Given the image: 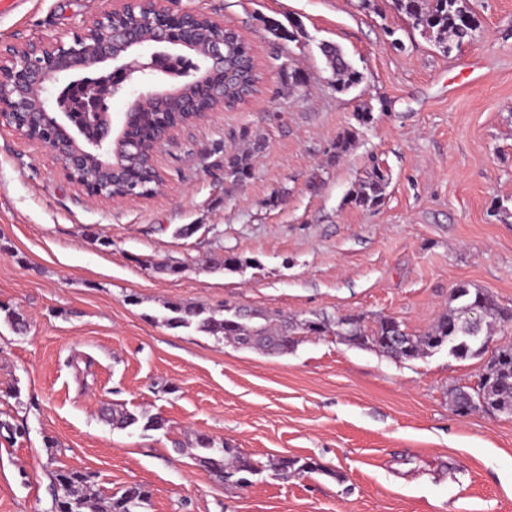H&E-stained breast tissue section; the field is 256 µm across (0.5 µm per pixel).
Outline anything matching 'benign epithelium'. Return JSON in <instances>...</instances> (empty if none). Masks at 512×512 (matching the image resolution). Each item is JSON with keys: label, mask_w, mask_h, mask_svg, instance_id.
Instances as JSON below:
<instances>
[{"label": "benign epithelium", "mask_w": 512, "mask_h": 512, "mask_svg": "<svg viewBox=\"0 0 512 512\" xmlns=\"http://www.w3.org/2000/svg\"><path fill=\"white\" fill-rule=\"evenodd\" d=\"M208 22L224 31V21L177 6L175 0H113L112 8L95 15L72 40L0 44V128L45 149L54 164L94 202L129 199L102 181L98 172L132 181L133 165L112 163V146L135 143V126L155 112L164 111L173 90L154 86V77L169 54L154 47L170 45L178 51L194 49L198 26ZM110 64L112 72L103 89L90 73ZM209 79L199 90L224 109V87L238 84L240 75L224 66V39L209 42L204 50ZM127 97L119 126H112L106 100ZM155 128L151 156H156L179 127L162 119Z\"/></svg>", "instance_id": "7a95c632"}]
</instances>
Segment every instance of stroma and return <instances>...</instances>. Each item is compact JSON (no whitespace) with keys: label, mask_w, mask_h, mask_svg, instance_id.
<instances>
[{"label":"stroma","mask_w":512,"mask_h":512,"mask_svg":"<svg viewBox=\"0 0 512 512\" xmlns=\"http://www.w3.org/2000/svg\"><path fill=\"white\" fill-rule=\"evenodd\" d=\"M468 2L479 26L445 56L392 0H178L238 29L263 80L163 146L164 184L147 200L92 203L46 151L0 129V304L28 322L19 334L0 315V512H53L58 469L92 473L105 498L145 486L142 512H512V419L456 413L449 395L512 346V322L481 354L414 360L298 328L292 350L269 354L167 322L171 303L229 304L368 329L392 318L418 335L461 284L512 309V0ZM109 5L15 0L0 42L70 39ZM267 18L295 22L294 39ZM323 43L361 73L348 92ZM216 142L261 144L249 179L213 168ZM375 164L384 202L353 207ZM113 407L164 425L112 428L101 411ZM202 435L261 473L216 478L195 459ZM281 457L320 469L285 478Z\"/></svg>","instance_id":"1"}]
</instances>
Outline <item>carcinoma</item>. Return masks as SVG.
Instances as JSON below:
<instances>
[{
  "mask_svg": "<svg viewBox=\"0 0 512 512\" xmlns=\"http://www.w3.org/2000/svg\"><path fill=\"white\" fill-rule=\"evenodd\" d=\"M395 10L406 17L413 29L422 35H428L443 54H448L453 47L462 45L472 38L474 28L465 21L470 13L467 0H393ZM245 39L233 31L225 35L226 55L238 57L245 52ZM327 65L334 77V87L344 92L358 85L362 80L340 48L331 44L320 47ZM357 126H363L371 120V111L364 109L354 113ZM357 126L346 129L336 137L332 145V158L338 160L346 154L357 135ZM148 150L145 147L139 174L143 186L134 190L139 197L148 196L155 189L156 170L149 163ZM256 149L238 153L224 152V146L216 143L210 155L218 156L213 166L222 169L224 178L239 181L251 176L254 167ZM388 177L378 165L372 167L367 176L361 180L349 198V203L363 209L380 206L386 196ZM458 305L446 310L437 321L423 334L412 335L392 318H383L377 326L369 331L361 325L359 318H344L336 321V335L357 346H369L378 352L397 360H413L452 344L455 356L463 358L475 353L476 341L463 338L468 327L490 335L495 323L512 322V310L500 307L496 299L478 289L471 290L466 285L458 286L452 295ZM478 302L485 305L488 312L475 322L470 316L472 306ZM172 313L168 323L173 326L195 328L218 338L227 339L237 344L257 348L262 351L286 353L294 347L296 340L288 335L292 322L284 319L278 325L265 324L259 327L251 325L260 314L245 311L238 307L224 305L226 315L220 311H206L198 304L175 303L167 306ZM452 404L460 409V403L473 399L483 402L489 411L512 409V347L507 345L497 349L486 364L479 384L470 393L460 388L450 392ZM108 420L117 429H126L139 422V416L125 410H112ZM198 446L209 454L198 457L201 466L226 482L240 484V480L255 475L259 469L254 461L243 455L229 456L231 449L215 448V443L202 437ZM275 469L283 476L290 473H309L318 469L314 461H301L298 458L284 457L278 461ZM93 474L73 469H59L54 472L56 489L54 494V512H139L150 499V492L141 485L124 489L99 503L92 497Z\"/></svg>",
  "mask_w": 512,
  "mask_h": 512,
  "instance_id": "obj_1",
  "label": "carcinoma"
}]
</instances>
